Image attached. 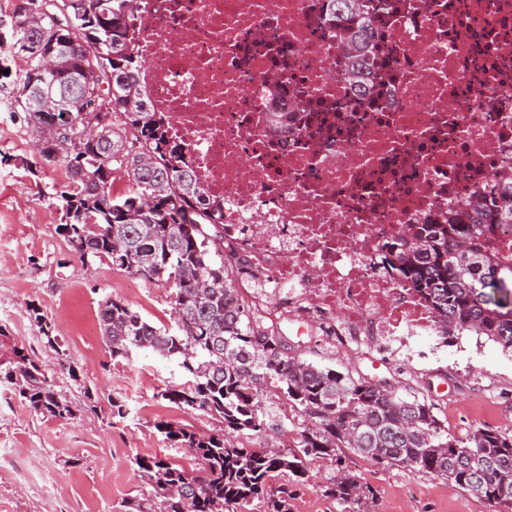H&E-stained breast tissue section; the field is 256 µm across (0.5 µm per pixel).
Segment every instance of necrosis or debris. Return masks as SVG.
Here are the masks:
<instances>
[{
  "mask_svg": "<svg viewBox=\"0 0 512 512\" xmlns=\"http://www.w3.org/2000/svg\"><path fill=\"white\" fill-rule=\"evenodd\" d=\"M363 84L327 0H138L139 84L187 147L224 242L339 349L402 352L431 302L383 263L512 168V0H363Z\"/></svg>",
  "mask_w": 512,
  "mask_h": 512,
  "instance_id": "obj_1",
  "label": "necrosis or debris"
}]
</instances>
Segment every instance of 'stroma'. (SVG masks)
<instances>
[{
  "instance_id": "1",
  "label": "stroma",
  "mask_w": 512,
  "mask_h": 512,
  "mask_svg": "<svg viewBox=\"0 0 512 512\" xmlns=\"http://www.w3.org/2000/svg\"><path fill=\"white\" fill-rule=\"evenodd\" d=\"M11 82L0 79V355L20 350L46 369L58 395L76 414L57 419L33 413L13 386L0 382V512H122L143 489L139 457H161L193 468L185 450L166 440L168 422L201 434L218 423L164 400L162 390L184 383L176 362L152 352L112 357L99 306L115 296L156 326H174L169 289L114 266L110 259L81 262L58 231L62 219L52 184L59 167L30 173L33 144L21 115L9 110ZM39 308L57 338L50 348L31 318ZM279 324L303 359L339 371L396 380L400 395L427 396L434 415L457 438L486 427L512 432V354L486 337L465 333L436 347L419 338L412 356L386 366L361 353L341 354L280 317ZM127 416H110L111 401ZM342 464L376 491L379 512H486L454 485L425 473L371 464L347 450ZM333 464L312 466L291 502L292 512H339L323 487Z\"/></svg>"
}]
</instances>
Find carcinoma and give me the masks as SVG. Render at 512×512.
Instances as JSON below:
<instances>
[{"label":"carcinoma","instance_id":"carcinoma-1","mask_svg":"<svg viewBox=\"0 0 512 512\" xmlns=\"http://www.w3.org/2000/svg\"><path fill=\"white\" fill-rule=\"evenodd\" d=\"M138 0H22L14 13L21 36L36 52L12 80L13 111L24 113L36 161L30 171L57 164L66 182L51 187L61 232L82 260L113 265L175 286V328L157 327L128 304L106 297L99 306L103 336L114 357L149 349L175 359L187 380L160 396L190 412L221 421L201 435L161 423L158 430L187 448L197 468L158 457L135 460L142 495L125 512H244L255 500L264 512H291L295 491L269 480L288 472L307 478L330 460L336 474L324 486L340 512H378L377 494L345 467L350 448L370 462L445 480L484 502L488 512H512V433L477 428L466 438L448 433L427 400L403 398L386 384L303 360L283 330L259 315L237 288L243 269L224 261V205L206 198L185 148L152 111L136 79L145 59L132 25ZM340 35L354 50L350 74L361 76L369 22L360 0H329ZM107 98L112 111L98 112ZM93 138L75 143L85 125ZM129 187L112 194V172ZM512 172L498 175L494 192L478 193L472 213L446 224H416L385 246V262L431 301L439 335L485 336L512 354ZM15 385L38 414L67 419L41 366L20 351L0 360V379ZM303 418L293 446L263 440L286 429L288 412Z\"/></svg>","mask_w":512,"mask_h":512}]
</instances>
